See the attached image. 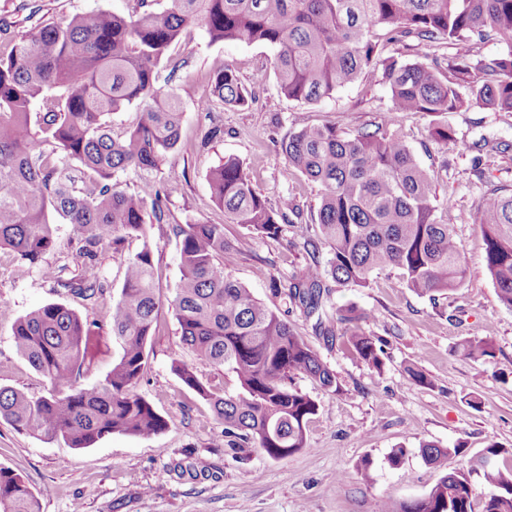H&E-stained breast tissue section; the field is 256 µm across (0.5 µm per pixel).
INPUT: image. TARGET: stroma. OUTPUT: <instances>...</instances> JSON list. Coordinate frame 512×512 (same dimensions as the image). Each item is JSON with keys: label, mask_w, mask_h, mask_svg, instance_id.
<instances>
[{"label": "stroma", "mask_w": 512, "mask_h": 512, "mask_svg": "<svg viewBox=\"0 0 512 512\" xmlns=\"http://www.w3.org/2000/svg\"><path fill=\"white\" fill-rule=\"evenodd\" d=\"M127 6L128 0H0V44L39 23L98 9L123 13ZM179 55L187 61L173 84L183 102V132L178 150L165 164L186 169L187 179L170 197L166 223L150 230L166 304L136 387L168 426L151 437L113 434L92 447L72 448L63 440L34 437L0 421V465L40 494L42 512H375L379 501L417 497L436 483L439 474L421 459V443L444 448L463 443L462 454L448 462L462 470L491 443L512 452V310L499 301L487 270L483 233L474 222L490 186H512V112L472 103L450 113L448 124L456 141L448 146L430 139L429 117L397 114L396 125L420 164L438 173L437 204L449 209L465 276L458 288L433 300L412 292L394 268L375 273L369 287L333 289L327 310L356 307L365 314L362 329L382 341L385 365L378 372L342 345L325 344L313 331L312 319L274 296L270 282L292 276L309 262L303 242L318 233L310 219L318 207V187L303 177H285L277 142L306 125L335 122L349 131L379 120L390 104L386 86L374 75L369 83H354L333 98L309 105L280 93L273 53L266 46L213 44L197 29ZM227 66L256 100L245 110L220 106L205 116L197 103L208 92L213 74ZM213 123L222 127V134L203 142ZM483 136L499 141L500 152L472 149V142ZM229 156L243 162L272 206L287 197L299 205L301 218L285 224L279 238L229 223L213 201L207 175ZM196 222L223 225L225 238L236 247L225 272L256 298L287 311L344 388L336 395L304 375L293 376V386L319 406L309 426L308 449L274 461L252 448H225L222 426L209 404L172 370L178 360L203 383L230 393L238 389L232 374L185 348L168 306L181 278L180 242L171 227ZM140 247L132 239L123 252H98L95 264L109 292L106 301L85 309V316L108 324L112 301L123 285L125 260ZM69 301L37 268L0 251V386L43 392L41 376L14 350L12 327L39 306ZM473 335L491 337L493 357L475 361L461 354L459 343ZM410 366L431 377L433 386L416 383L406 372ZM397 447L406 455L393 467L387 457ZM365 460L371 466L364 477L359 466Z\"/></svg>", "instance_id": "obj_1"}]
</instances>
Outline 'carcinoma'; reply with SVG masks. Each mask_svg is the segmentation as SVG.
Segmentation results:
<instances>
[{
  "label": "carcinoma",
  "instance_id": "obj_1",
  "mask_svg": "<svg viewBox=\"0 0 512 512\" xmlns=\"http://www.w3.org/2000/svg\"><path fill=\"white\" fill-rule=\"evenodd\" d=\"M129 2L126 14L94 10L35 26L0 45V249L94 305L107 290L94 264L98 250L119 252L132 238L142 241L127 258L108 326L62 303L40 306L14 323L16 354L43 378L45 390L30 395L0 386V420L73 448H89L115 433L154 435L167 426L135 389L162 306L149 230L164 223L186 171L173 167L161 182L146 179L133 192L121 188L120 175L157 170L178 149L183 108L169 83L182 69L174 50L189 29L203 28L212 43L269 47L280 93L292 101L315 104L382 73L391 106L374 129L305 126L280 141L285 175L319 187L314 222L320 237L304 242L311 263L273 284L274 294L317 315L315 326L326 342L341 343L377 370L384 350L358 326L363 314L354 307L324 310L331 288H365L373 273L391 266L414 292L433 297L464 277L459 244L434 204V178L395 128V114L431 117V139L447 145L455 141L448 113L472 101L512 112V0ZM490 40L503 43L495 58L481 53ZM422 47L434 52L421 55ZM163 68L168 74L162 82ZM216 103L240 110L252 103L230 67L211 77L199 111L209 114ZM132 104L139 110L136 126L113 136L110 117ZM208 184L233 223L263 237L283 233L286 211L301 215L286 201L280 209L270 207L235 157L213 168ZM54 214L73 225L85 258L68 279L43 265L56 247ZM477 221L498 297L512 310V189H489ZM171 230L181 239L182 276L169 306L182 342L234 374L240 389L230 394L206 386L181 362L173 371L210 403L224 424L225 447L250 445L271 460L307 448L318 405L288 379L301 373L340 394L336 374L295 332L288 314L224 271V256L233 250L224 225L173 224ZM322 245L329 252L324 266L318 260ZM109 336L119 346L111 369L101 383L82 384ZM460 350L473 360L493 356L488 336L469 337ZM462 449L460 443L422 444L424 463L445 473L425 494L397 505L381 501L377 512H512V464L497 463L505 449L493 442L468 471L448 468ZM0 512H40V497L2 465Z\"/></svg>",
  "mask_w": 512,
  "mask_h": 512
}]
</instances>
